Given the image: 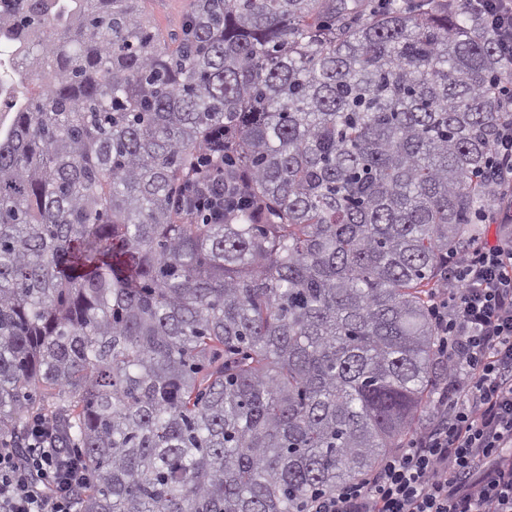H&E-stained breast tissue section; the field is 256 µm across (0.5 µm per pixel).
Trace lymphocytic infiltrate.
I'll return each instance as SVG.
<instances>
[{"label": "lymphocytic infiltrate", "mask_w": 512, "mask_h": 512, "mask_svg": "<svg viewBox=\"0 0 512 512\" xmlns=\"http://www.w3.org/2000/svg\"><path fill=\"white\" fill-rule=\"evenodd\" d=\"M512 56V0H469ZM448 374L437 422L364 481L316 497L311 512H512V234L478 242L447 303L432 304ZM34 425L24 448H0V512H79L81 470Z\"/></svg>", "instance_id": "obj_1"}]
</instances>
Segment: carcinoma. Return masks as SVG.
<instances>
[{
	"mask_svg": "<svg viewBox=\"0 0 512 512\" xmlns=\"http://www.w3.org/2000/svg\"><path fill=\"white\" fill-rule=\"evenodd\" d=\"M138 2L0 0V447L51 422L80 512H308L441 386L512 58L468 0H190L172 47ZM199 177L196 180V189L199 198L194 204V209L202 217V221H210L220 215L219 201L214 200L208 192V184L224 180V168H206L198 171Z\"/></svg>",
	"mask_w": 512,
	"mask_h": 512,
	"instance_id": "obj_1",
	"label": "carcinoma"
}]
</instances>
